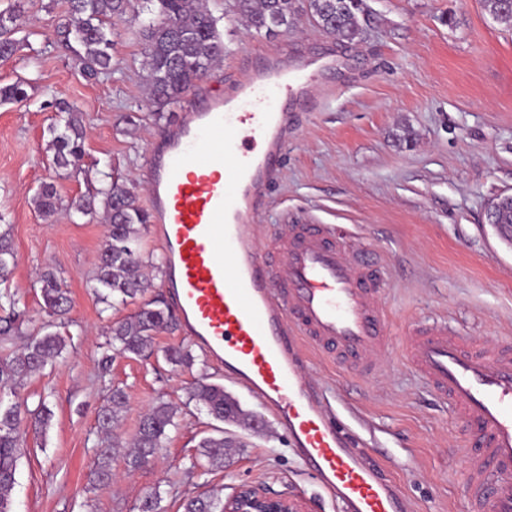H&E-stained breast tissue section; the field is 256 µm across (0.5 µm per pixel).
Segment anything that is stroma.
Returning <instances> with one entry per match:
<instances>
[{
  "label": "stroma",
  "mask_w": 512,
  "mask_h": 512,
  "mask_svg": "<svg viewBox=\"0 0 512 512\" xmlns=\"http://www.w3.org/2000/svg\"><path fill=\"white\" fill-rule=\"evenodd\" d=\"M363 3L361 40L341 43L303 11L290 29L256 33L225 15L224 0H208L224 41L218 79L284 43L300 56L344 59L325 81L320 111L299 113L288 128L293 145L258 242L268 243L274 226L294 217L349 225L357 244L386 264L382 303L394 336L437 318L488 343L512 336V249L486 220L490 200L512 195V31L481 0ZM15 4L20 47L0 62V86L22 79L30 88L27 100L0 102V218L10 226L16 256L0 292L14 295L21 316L18 333L0 341V356L20 350L47 320L37 284L42 270H54L72 307L58 327L66 343L62 360L18 391L29 409L44 403L54 417L46 433L31 429L25 436L14 512H138L152 492L162 512H183L187 497L226 498L246 482L295 497L305 512H337L268 410L211 363L183 325L157 333L142 355H113L110 324L134 315L142 302L110 307L95 297L106 224L63 209L43 220L33 198L45 182L66 200L85 195L102 173L115 171L146 200V159L194 98L168 107L164 119L151 117L142 46L128 25L117 26L111 75L89 78L59 32L66 0H0V10ZM59 101L77 106L87 126L81 168L64 176L45 153ZM138 247L151 297L169 301L152 226L142 228ZM169 348L188 350L191 365L170 363ZM309 367L317 384L378 430L379 453L393 464L411 512H467L459 426L397 352L387 353L368 380L320 359ZM201 378L223 385L264 426L221 422L197 410L190 386ZM113 388L124 390L128 403L111 455L117 479L100 485L90 475L102 446L96 417ZM160 401L175 407L176 425L148 464L130 470L127 448L143 414ZM218 436L231 443L223 467H201V440Z\"/></svg>",
  "instance_id": "obj_1"
}]
</instances>
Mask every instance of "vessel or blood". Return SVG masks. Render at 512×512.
<instances>
[{"instance_id":"obj_1","label":"vessel or blood","mask_w":512,"mask_h":512,"mask_svg":"<svg viewBox=\"0 0 512 512\" xmlns=\"http://www.w3.org/2000/svg\"><path fill=\"white\" fill-rule=\"evenodd\" d=\"M335 66L282 48L204 92L148 157L147 206L186 332L266 405L341 512H408L401 484L347 431L354 410L334 407L304 375L312 353L377 374L391 344L385 265L338 224H282L266 248L253 233L294 109L313 105L314 85ZM400 348L467 431V512H512V336L484 344L434 320Z\"/></svg>"}]
</instances>
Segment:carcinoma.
Returning <instances> with one entry per match:
<instances>
[{
	"label": "carcinoma",
	"mask_w": 512,
	"mask_h": 512,
	"mask_svg": "<svg viewBox=\"0 0 512 512\" xmlns=\"http://www.w3.org/2000/svg\"><path fill=\"white\" fill-rule=\"evenodd\" d=\"M484 10L507 30H512V7L504 0H482ZM230 12L245 20L257 31L288 27L296 13L304 9L315 24L336 40L353 42L360 37L362 0H232ZM16 11L0 12V61L11 59L17 50L14 34L18 30ZM127 20L135 29L143 50V70L148 100L154 115L161 117L166 107L194 91L198 83L215 72L224 60V43L217 29L218 19L203 0H68V19L64 38L74 37L82 47L83 70L90 76L112 71V46L119 36L114 22ZM27 98L23 83L0 87L1 102H20ZM61 116L51 125L49 159L57 171L74 168L83 159L86 129L82 114L69 107L59 108ZM34 204L43 217L49 218L67 208L91 218L99 215L109 224L95 273L97 287L106 290L98 299L121 303L144 295L151 287L145 274V262L137 248L140 227L151 223V214L141 207L135 194L120 178L113 176L89 197L72 199L63 204L51 183L37 191ZM490 224H512V202L499 196L487 209ZM14 251L8 232H0V282L8 279ZM43 311L60 319L70 308L67 291L55 273L47 269L40 274ZM176 324L174 316L159 302H147L134 315L110 327L116 353L140 355L151 347L153 336ZM64 340L48 326L28 339L21 351L0 358V512H13L12 496L17 484L18 461L22 455L24 421L22 405L13 400L17 389L32 375L61 358ZM191 399L213 419L237 421L244 416L238 401L224 391V386L198 382ZM127 404L120 390L111 391L98 414L97 423L103 440L114 437V428ZM30 425L45 432L52 414L45 404L28 412ZM175 412L168 403L153 406L143 417L127 453L128 466L137 469L150 461L175 425ZM201 456L212 467L224 464V438L203 439ZM93 480L112 482L111 452L100 450L92 471ZM184 512H224V502L211 498H192Z\"/></svg>",
	"instance_id": "carcinoma-1"
}]
</instances>
